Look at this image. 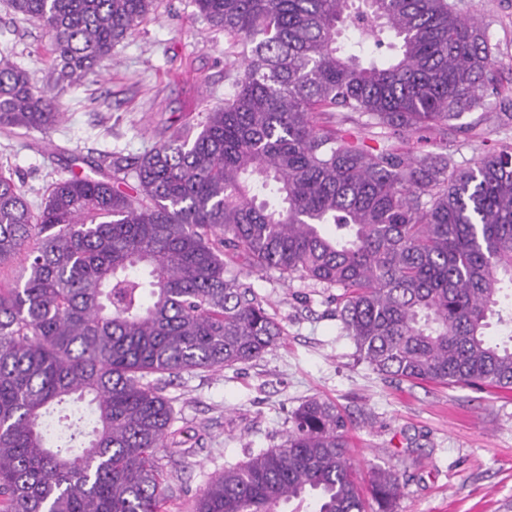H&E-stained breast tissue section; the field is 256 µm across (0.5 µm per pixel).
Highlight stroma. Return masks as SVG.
I'll return each instance as SVG.
<instances>
[{
    "label": "stroma",
    "instance_id": "stroma-1",
    "mask_svg": "<svg viewBox=\"0 0 512 512\" xmlns=\"http://www.w3.org/2000/svg\"><path fill=\"white\" fill-rule=\"evenodd\" d=\"M147 18L113 50L102 75L81 84L54 81L48 35L0 0V51L51 85L63 119L50 132L0 136V164L12 169L33 202L51 180L88 168L106 153L140 154L168 139L184 116L222 104L230 58L223 32L209 28L194 0H157ZM486 29L499 90L464 115L476 135L449 136L430 151L461 165L512 145V0H465ZM55 150L43 152L44 141ZM283 329L261 359L164 377L163 393L182 431L181 445L160 449L173 491L170 512H190L200 489L225 466L280 446L291 415L318 398L350 418L351 459L361 478L381 466L405 485L394 512H506L512 503V390L400 384L356 360L336 318V289L309 280L248 276Z\"/></svg>",
    "mask_w": 512,
    "mask_h": 512
}]
</instances>
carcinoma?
<instances>
[{"mask_svg":"<svg viewBox=\"0 0 512 512\" xmlns=\"http://www.w3.org/2000/svg\"><path fill=\"white\" fill-rule=\"evenodd\" d=\"M78 84L156 0H8ZM234 57L224 104L136 155L54 180L33 207L0 170V512H167L165 374L256 361L282 333L243 275L338 288L358 359L390 381L512 389V146L453 166L424 149L498 90L457 0H195ZM360 32L382 61L340 38ZM332 112L370 146L327 130ZM59 97L0 57V131H46ZM134 186H129V181ZM154 375L153 381L146 377ZM349 420L310 399L285 442L224 468L193 512H393L363 491Z\"/></svg>","mask_w":512,"mask_h":512,"instance_id":"1","label":"carcinoma"}]
</instances>
